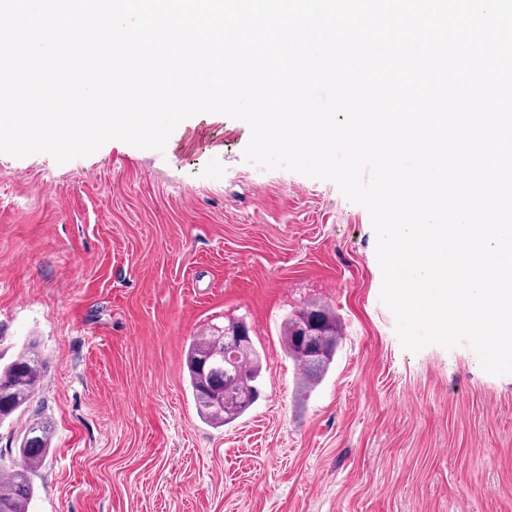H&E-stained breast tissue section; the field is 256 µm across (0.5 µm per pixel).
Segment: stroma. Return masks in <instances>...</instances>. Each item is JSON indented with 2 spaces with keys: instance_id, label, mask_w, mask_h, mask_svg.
<instances>
[{
  "instance_id": "obj_1",
  "label": "stroma",
  "mask_w": 512,
  "mask_h": 512,
  "mask_svg": "<svg viewBox=\"0 0 512 512\" xmlns=\"http://www.w3.org/2000/svg\"><path fill=\"white\" fill-rule=\"evenodd\" d=\"M248 126L183 120L164 150L111 140L60 164L0 154V363L47 369L0 422V465L51 427L29 512H512V374L468 344L403 349L368 211L329 180L259 177ZM328 306L343 338L305 388L281 325ZM244 320L261 395L214 428L184 352Z\"/></svg>"
}]
</instances>
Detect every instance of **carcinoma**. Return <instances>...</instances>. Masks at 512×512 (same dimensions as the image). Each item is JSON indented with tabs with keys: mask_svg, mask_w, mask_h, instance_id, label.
Instances as JSON below:
<instances>
[{
	"mask_svg": "<svg viewBox=\"0 0 512 512\" xmlns=\"http://www.w3.org/2000/svg\"><path fill=\"white\" fill-rule=\"evenodd\" d=\"M315 324L332 334L323 353L305 358L297 336L303 324ZM209 325L185 349V371L201 418L222 427L243 416L259 396L262 377L260 351L253 339L244 341L234 362L224 360L225 350ZM282 341L288 355L302 367L303 382L312 387L328 372L341 340L336 315L323 305L311 304L287 316L282 323ZM46 372V362L34 343L22 348L0 367V421L30 406ZM50 445V427L36 417L27 429L20 448V462L0 466V512H28L33 496L31 475L42 464Z\"/></svg>",
	"mask_w": 512,
	"mask_h": 512,
	"instance_id": "1",
	"label": "carcinoma"
}]
</instances>
